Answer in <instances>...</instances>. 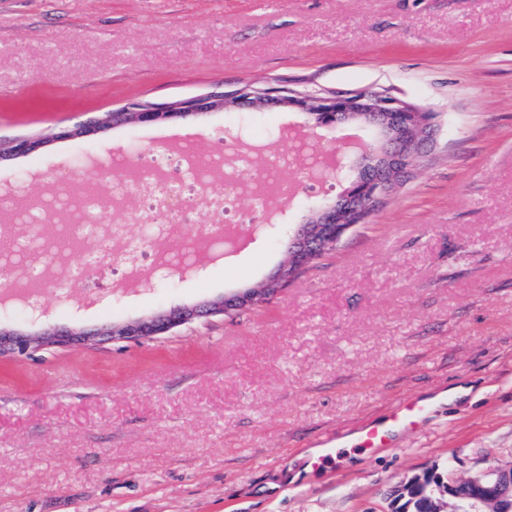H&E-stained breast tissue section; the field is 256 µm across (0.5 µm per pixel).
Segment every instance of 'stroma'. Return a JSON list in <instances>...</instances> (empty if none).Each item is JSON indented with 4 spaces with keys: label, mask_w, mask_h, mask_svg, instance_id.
Wrapping results in <instances>:
<instances>
[{
    "label": "stroma",
    "mask_w": 512,
    "mask_h": 512,
    "mask_svg": "<svg viewBox=\"0 0 512 512\" xmlns=\"http://www.w3.org/2000/svg\"><path fill=\"white\" fill-rule=\"evenodd\" d=\"M218 84L383 92L434 113L435 133L422 168L270 303L145 344L0 360V512H390L414 476L512 465V0H0L1 139ZM247 118L274 155L291 151L292 125L318 150L371 135L285 109ZM238 119L113 125L0 161V184L37 200L91 180L107 195L142 152L173 140L210 153ZM307 181L283 171L225 224L260 223L269 199L296 225L349 186ZM152 237L122 213L101 271L72 279V249L46 315L0 310V323L135 320L258 284L287 256L277 230L227 259L204 243L197 272L119 289L113 267ZM457 386L467 395L392 448L312 467L308 449Z\"/></svg>",
    "instance_id": "stroma-1"
}]
</instances>
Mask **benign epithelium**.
<instances>
[{
  "label": "benign epithelium",
  "mask_w": 512,
  "mask_h": 512,
  "mask_svg": "<svg viewBox=\"0 0 512 512\" xmlns=\"http://www.w3.org/2000/svg\"><path fill=\"white\" fill-rule=\"evenodd\" d=\"M271 107L293 108L314 118L318 127L333 130L362 120L374 128L373 137L361 150L368 164L352 182L343 205L324 203L306 223L288 234L287 257L266 280L243 288L229 298L192 307L173 308L130 322H114L96 330L32 331L0 325V359L32 356L50 348L74 343H142L168 336L194 318L230 315L275 297L316 257L336 249L344 236L356 229L387 197L393 186L417 164L428 138L432 116L383 93L364 96H315L288 89L255 91L241 88L234 92L215 90L203 96L165 103L132 101L121 111L108 113L78 128H61L50 135L22 136L0 141V160L33 155L56 140H76L110 125L122 123L163 124L208 112L250 109L264 112ZM349 147L339 146L323 155L313 177L323 180L339 177ZM429 490L430 512H441L443 504L451 512H512V466L459 480L451 476H424L395 491L398 500Z\"/></svg>",
  "instance_id": "obj_1"
}]
</instances>
